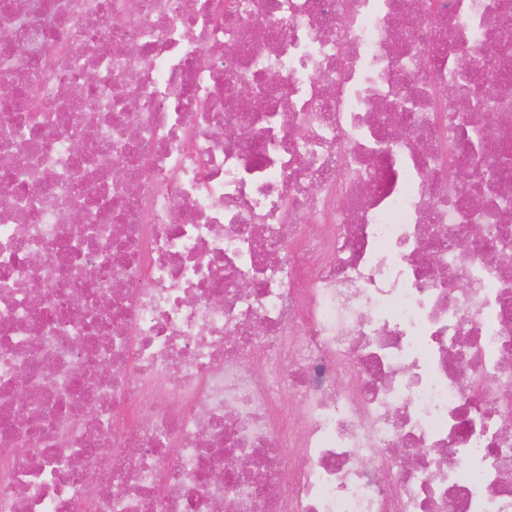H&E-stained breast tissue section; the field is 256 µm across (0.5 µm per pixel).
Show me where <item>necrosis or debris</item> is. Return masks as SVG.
<instances>
[{
	"instance_id": "necrosis-or-debris-1",
	"label": "necrosis or debris",
	"mask_w": 512,
	"mask_h": 512,
	"mask_svg": "<svg viewBox=\"0 0 512 512\" xmlns=\"http://www.w3.org/2000/svg\"><path fill=\"white\" fill-rule=\"evenodd\" d=\"M247 1L0 0V512H512V0Z\"/></svg>"
}]
</instances>
